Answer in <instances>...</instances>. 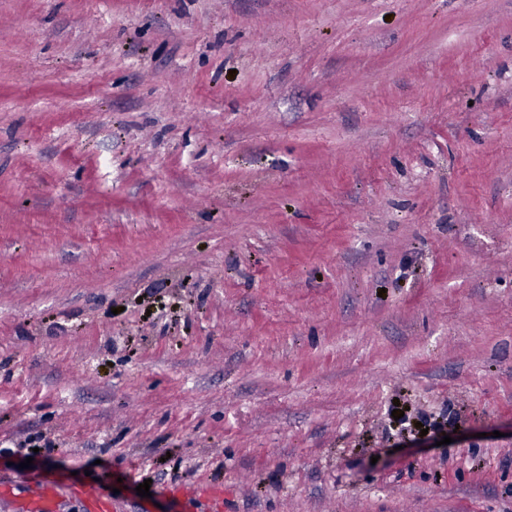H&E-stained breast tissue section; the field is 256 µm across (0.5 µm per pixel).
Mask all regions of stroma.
Returning <instances> with one entry per match:
<instances>
[{
    "label": "stroma",
    "instance_id": "35a3bbf8",
    "mask_svg": "<svg viewBox=\"0 0 512 512\" xmlns=\"http://www.w3.org/2000/svg\"><path fill=\"white\" fill-rule=\"evenodd\" d=\"M49 470L512 512V0H0V512Z\"/></svg>",
    "mask_w": 512,
    "mask_h": 512
}]
</instances>
